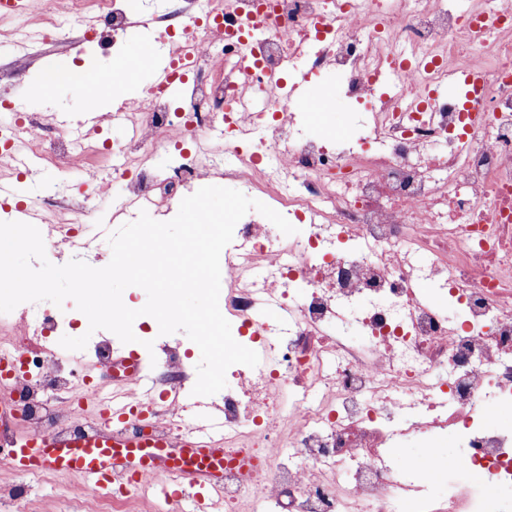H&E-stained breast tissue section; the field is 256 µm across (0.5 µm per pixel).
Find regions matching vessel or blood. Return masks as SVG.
Wrapping results in <instances>:
<instances>
[{
	"label": "vessel or blood",
	"instance_id": "b4317fda",
	"mask_svg": "<svg viewBox=\"0 0 512 512\" xmlns=\"http://www.w3.org/2000/svg\"><path fill=\"white\" fill-rule=\"evenodd\" d=\"M196 51L181 45L164 59L146 55L129 61L133 71H145L150 81L166 93L178 98L183 93L180 69L191 67ZM280 93L307 110H314L317 96L305 71L294 73L282 83ZM83 118L78 132L95 131L100 121L96 90H88ZM113 370L123 373L140 385L136 403L114 402L102 412L106 426L77 429L64 434L40 430L17 437L11 433L15 405L11 399L0 398V438L5 441L0 456L12 473L34 475L52 470L74 474L90 487L111 493L113 486L163 471L188 478L197 486V512H208L215 503V492L224 488V441L218 435H203L201 427H193L177 438L145 434L128 428L135 406L149 407L157 395L150 368L136 355L120 356L112 361Z\"/></svg>",
	"mask_w": 512,
	"mask_h": 512
}]
</instances>
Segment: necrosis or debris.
Wrapping results in <instances>:
<instances>
[{
  "label": "necrosis or debris",
  "mask_w": 512,
  "mask_h": 512,
  "mask_svg": "<svg viewBox=\"0 0 512 512\" xmlns=\"http://www.w3.org/2000/svg\"><path fill=\"white\" fill-rule=\"evenodd\" d=\"M90 2L101 26L86 29L85 41L119 47L134 0H71L70 8ZM183 2L178 13L149 18L163 37L180 22V42L198 48L178 106L148 86L120 109L128 146L76 144L63 130L53 143L59 154L122 170L126 198L114 223L143 210L168 216L213 177L264 197L302 229L281 238L250 212L224 249V313L250 342L269 337L257 324L265 302L288 314V339L270 365L226 372L224 512H258L260 500L283 498L288 512H403L409 502L417 512H508L501 493L512 490V426L497 416L512 403V10L491 0H471L464 14L448 0ZM486 16L497 27L482 28ZM245 55L257 60L247 80ZM299 65L333 66L343 95L364 109L335 143L305 136L290 101L271 90ZM462 66L475 79L466 102L435 96ZM186 138L208 147L157 168L151 146ZM228 151L236 163H224ZM99 198L91 181L78 195L29 206L49 211L54 248L79 254L90 243L79 238L77 215ZM425 281L447 290L455 315L422 297ZM21 313L25 333L10 342L23 376L0 379V395L21 404L35 431L72 414L87 389L60 373L57 339L70 323L38 302ZM164 354L174 397L145 423L174 438L187 410L184 363L177 349ZM289 392L296 400L287 408ZM448 429L458 448L442 500L432 492L437 461L416 481L390 450ZM476 473L487 477L479 490L462 481Z\"/></svg>",
  "instance_id": "obj_1"
}]
</instances>
